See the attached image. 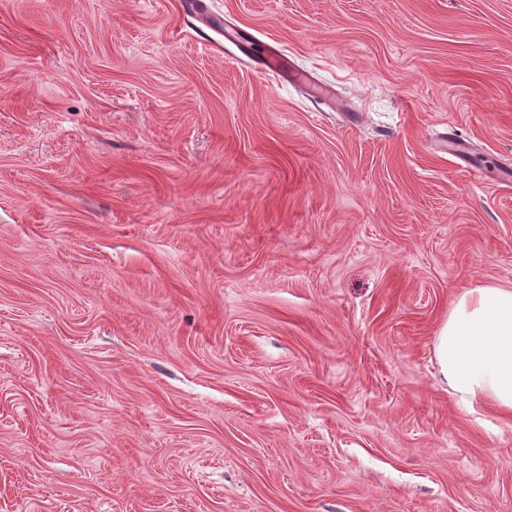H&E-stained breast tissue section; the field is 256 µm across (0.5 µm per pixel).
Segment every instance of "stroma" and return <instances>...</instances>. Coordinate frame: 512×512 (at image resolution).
I'll return each instance as SVG.
<instances>
[{"label":"stroma","mask_w":512,"mask_h":512,"mask_svg":"<svg viewBox=\"0 0 512 512\" xmlns=\"http://www.w3.org/2000/svg\"><path fill=\"white\" fill-rule=\"evenodd\" d=\"M204 2L0 0V512H512V0ZM438 375L469 414L491 406L512 416V288L460 293L435 337Z\"/></svg>","instance_id":"stroma-1"}]
</instances>
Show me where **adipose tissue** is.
I'll list each match as a JSON object with an SVG mask.
<instances>
[{"mask_svg":"<svg viewBox=\"0 0 512 512\" xmlns=\"http://www.w3.org/2000/svg\"><path fill=\"white\" fill-rule=\"evenodd\" d=\"M434 350L440 378L469 414L490 406L512 416V288L460 293Z\"/></svg>","mask_w":512,"mask_h":512,"instance_id":"obj_1","label":"adipose tissue"}]
</instances>
